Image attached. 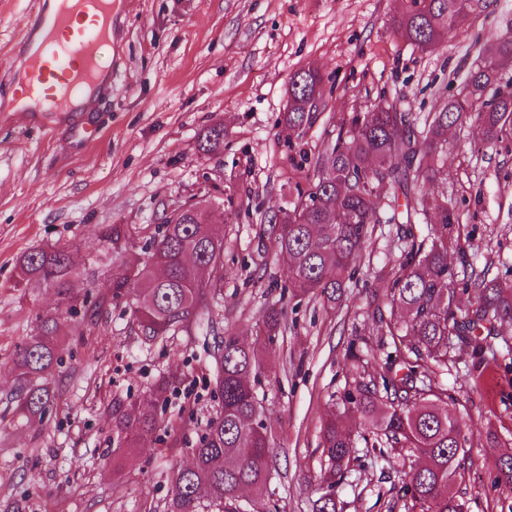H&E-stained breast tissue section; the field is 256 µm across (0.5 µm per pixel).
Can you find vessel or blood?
<instances>
[{
	"instance_id": "vessel-or-blood-1",
	"label": "vessel or blood",
	"mask_w": 512,
	"mask_h": 512,
	"mask_svg": "<svg viewBox=\"0 0 512 512\" xmlns=\"http://www.w3.org/2000/svg\"><path fill=\"white\" fill-rule=\"evenodd\" d=\"M111 5L112 0H55L54 9L39 8L25 35L31 48L22 61L35 111L51 115L76 101L87 111L97 109L99 50Z\"/></svg>"
}]
</instances>
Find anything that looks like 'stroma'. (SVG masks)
I'll return each mask as SVG.
<instances>
[{
    "label": "stroma",
    "instance_id": "obj_1",
    "mask_svg": "<svg viewBox=\"0 0 512 512\" xmlns=\"http://www.w3.org/2000/svg\"><path fill=\"white\" fill-rule=\"evenodd\" d=\"M38 0H0V86L16 85V60ZM396 0H113L112 80L92 118L73 112L48 131L23 112H0V512H165L167 488L220 410L208 329L158 339L142 333L130 309L82 306L101 291L119 259L99 261L103 224L142 228L203 197L224 234L223 297L212 317L252 341L268 306L288 302L287 260L270 222L297 198L319 152L357 112L388 100L418 117L458 92L478 52L512 26V0H477L432 52L413 49L392 27ZM326 76L323 104L300 132L283 124L291 76L306 66ZM93 128L82 143L73 129ZM224 148L200 151L208 128ZM447 189L459 213L456 276L512 265V141L487 144L475 122L448 132ZM397 224L376 225L355 265L358 282L330 308L306 298L287 314L272 352L263 354L256 392L276 457L269 496L277 512H312L319 485L320 428L346 384L345 353H377L367 316L399 256ZM70 248L71 301L37 282L16 287L25 252ZM60 314L62 363L49 376L55 402L41 416L20 414L14 358L39 317ZM456 344L440 381L472 421L461 488L466 512H512V489L493 487L512 452V367L487 360L460 366ZM182 382L158 415L165 430L146 439L121 470L112 468V406L146 396L163 376ZM409 466L398 455L357 443L338 512H405L399 489Z\"/></svg>",
    "mask_w": 512,
    "mask_h": 512
}]
</instances>
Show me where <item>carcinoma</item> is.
Returning a JSON list of instances; mask_svg holds the SVG:
<instances>
[{"instance_id":"carcinoma-1","label":"carcinoma","mask_w":512,"mask_h":512,"mask_svg":"<svg viewBox=\"0 0 512 512\" xmlns=\"http://www.w3.org/2000/svg\"><path fill=\"white\" fill-rule=\"evenodd\" d=\"M475 0H402L393 29L421 51L435 49L474 6ZM512 69V32L502 34L492 49L468 69L464 88L448 96L440 111L429 113L420 132L416 116L394 104H377L357 113L334 142L317 156L306 188H297L293 206L281 210L271 225L278 250L288 258L291 298L317 296L334 304L354 278L375 225L383 215L394 224H418L426 219L428 236L403 235L400 257L381 300L373 303V324L390 337L394 352L376 362L370 379H361L362 355L351 345L345 354L352 385L332 407L321 427L320 482L328 492L315 502V512H336L333 494L345 478L357 439L371 447L391 448L406 459L417 457L400 487L406 512H465V501L453 490L468 456V422L456 410L459 399L443 388L438 377L448 372L451 341L472 347L477 355L495 358L492 339L512 354L497 321H512V283L475 275L459 284L448 267V225L459 217L447 191L426 195L419 185L444 175L442 155L448 150V129L475 120L485 142L512 138V94H503L504 71ZM324 74L310 66L295 73L288 88L284 121L290 130L312 124L308 109L312 94H322ZM224 146V129L206 131L200 148L215 153ZM209 204L180 216L171 215L149 236L146 255L129 246L133 228L104 224L99 240L108 251H124L117 271L106 281V292L95 300L131 304L142 332L150 339L189 329L205 314L223 287L222 238L211 222ZM72 253L48 247L22 254L16 264L17 284L32 280L69 299ZM476 289L477 299L463 311L458 292ZM287 318L286 307H272L257 335L273 348ZM54 318L40 320L39 331L16 352L14 365L20 409L43 415L53 392L47 375L60 364L61 341ZM216 383L221 410L192 448V462L174 475L168 492V512H202L207 498L211 512H266L274 448L256 389L260 368L257 351L231 330L215 347ZM179 375L162 377L142 401L112 405V463L120 462L161 427L158 406L176 388ZM495 486L512 489V456L499 460ZM253 492L243 505L238 491Z\"/></svg>"}]
</instances>
